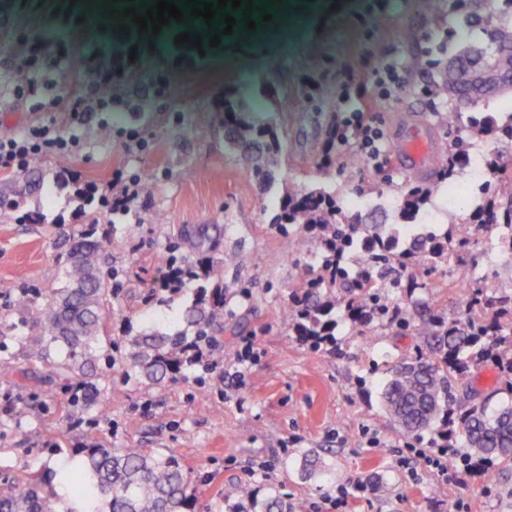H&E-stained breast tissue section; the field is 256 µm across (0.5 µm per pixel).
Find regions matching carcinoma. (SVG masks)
<instances>
[{"mask_svg":"<svg viewBox=\"0 0 512 512\" xmlns=\"http://www.w3.org/2000/svg\"><path fill=\"white\" fill-rule=\"evenodd\" d=\"M495 0H476L469 11L470 27H493L489 41L471 46L444 68L437 95L456 105H472L512 92V20L493 24ZM248 92L226 93L220 110L229 117L227 138L244 148L255 169L273 163L280 153L279 133L268 123L248 115ZM473 133L495 142L512 143V115L504 122L485 117ZM467 143L456 139L448 150V165L441 181L409 187L399 212L415 219L428 198L439 192L466 158ZM490 179L481 201L464 216L448 217V227L426 230L403 242L384 226L365 224L346 215L336 191L320 186L288 191L271 224L291 236L297 251L315 246L318 262L296 264L284 319L288 328L314 343L333 339L338 319L351 322L394 324L419 340L414 357L391 370L382 392L386 412L408 435L435 429L450 448H467L461 455L466 468L512 462V401L489 409L496 392L476 386L479 370L490 363L500 391L512 395V290L482 276L468 285L465 310L449 320L438 313L416 316L402 312L392 317L390 292L405 287L412 293L423 287L416 277L402 282L396 274L422 266L428 270L448 266L450 260L466 264L473 259L472 224L512 227V153L492 150L484 160ZM78 210L86 217L82 229L69 241L66 260L53 279L32 295L20 292L17 310L33 316L41 334L29 335L26 322L10 323L26 360L41 364V382L67 389L71 412L101 406L103 388L95 363L113 364L108 338L112 299L119 289L117 274L106 258V246L93 238L97 218L88 192L78 195ZM202 251L214 243L196 236L169 241L161 263L183 282L194 284L193 298L176 318L173 332L129 327L123 342L128 372L151 384L173 377L184 365L190 349L202 353L224 331L228 298L220 265H199L175 253L185 247ZM79 448L81 470L69 475L72 491L85 512H194L195 485L189 471L173 456L142 448H107L97 432L83 434ZM224 502L246 512H293L288 499L276 489L263 499L246 485L224 488ZM0 512H58L52 488L32 477L4 479L0 486Z\"/></svg>","mask_w":512,"mask_h":512,"instance_id":"1","label":"carcinoma"}]
</instances>
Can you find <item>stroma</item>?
Here are the masks:
<instances>
[{"instance_id":"35a3bbf8","label":"stroma","mask_w":512,"mask_h":512,"mask_svg":"<svg viewBox=\"0 0 512 512\" xmlns=\"http://www.w3.org/2000/svg\"><path fill=\"white\" fill-rule=\"evenodd\" d=\"M251 13L232 12L236 25L219 46L198 50L176 43L178 34L224 28L222 18L206 24L187 17L159 34L122 29L120 10L129 0L91 8L86 0H0V137L54 122L75 131L81 149L73 158L40 161V187L29 190L23 172L0 174V190L20 197L24 209L44 215L40 224L20 222L0 208V323L19 320L14 300L21 289L40 288L65 258L70 238L83 222L76 194L105 191L111 178L151 180L152 195L138 194L129 211L99 218L97 237L112 252L122 289L112 302L113 340L129 326L168 329L193 296L191 285L160 289L158 261L169 236L220 225L211 259L222 262L231 297L235 334L224 335L207 355L209 366L151 385L129 375L122 363L100 366L103 408L74 417L59 388L21 387L0 375V397L12 400L0 411V476L35 472L53 481L59 499H72L59 474L77 460L79 436L92 428L109 448H143L173 454L197 478L195 512H224V488L247 484L258 497L270 489L286 494L302 512H325L342 487L367 485L352 499L351 512H512V464L482 475L458 466L444 481L424 464L401 467L408 449H430V433L412 437L385 413L382 392L389 370L413 356L417 341L395 326L341 323L336 341L314 348L289 331L282 317L299 254L269 220L290 190L321 184L341 199H402L406 174L396 164L375 170L354 167L347 157L355 141L336 148L337 166L323 176L322 158L330 119H352L362 110L357 97L328 100L321 91L344 80L366 83L386 61L400 66L402 84L378 100L374 122L385 146L409 130L449 142L456 128L448 106L431 90L440 70L461 50L457 29L461 0H440L436 14L417 0H258ZM270 22H263L264 14ZM256 23L246 31L244 16ZM71 31L51 37L54 26ZM15 33L36 36L31 61L11 55L1 43ZM425 54L422 68L406 66L408 51ZM100 60L101 70L72 80L74 53ZM112 91L98 94L102 76ZM36 91L15 95L18 79ZM247 85L254 116L277 128L283 147L263 172L249 168L243 153L224 138V115L215 105L225 91ZM94 104L85 122L71 128L72 100ZM422 288L391 292L392 306L434 300L449 314L464 308L449 293V269L424 273ZM247 295H239L240 287ZM155 289L148 311L139 294ZM252 339L256 361L239 384L224 375L244 339ZM317 460L326 476L306 470ZM264 474H255L258 464Z\"/></svg>"}]
</instances>
